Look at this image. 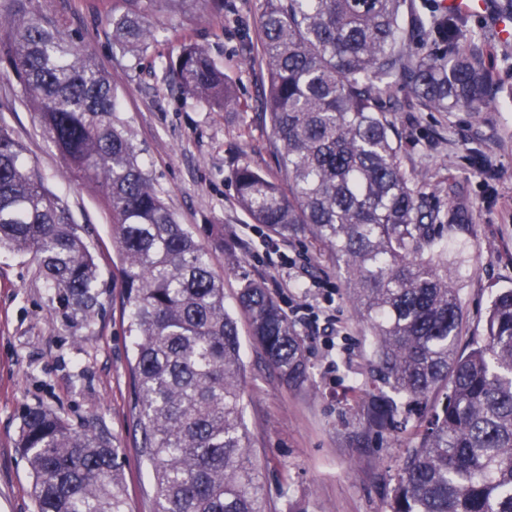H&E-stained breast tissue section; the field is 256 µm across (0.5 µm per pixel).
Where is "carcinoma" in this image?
Segmentation results:
<instances>
[{"mask_svg": "<svg viewBox=\"0 0 512 512\" xmlns=\"http://www.w3.org/2000/svg\"><path fill=\"white\" fill-rule=\"evenodd\" d=\"M6 2L0 55L71 175L100 194L112 216L133 343L132 420L155 480L154 512H265L247 451L245 365L224 283L165 205L92 54L65 24L25 10L23 0ZM264 2V108L288 193L248 165L234 172L236 193L254 223L282 238L320 241L343 272L372 333L368 428L407 422L385 387L427 418L387 512H512V289L491 301L484 335L459 349L448 240L464 225L453 223L452 211L445 224L420 210L381 102L397 75L428 111L483 112L493 107L488 75L451 20L431 15L405 27L406 0ZM427 26L442 32L447 50L416 56L415 32ZM112 36L139 54L153 37L151 23L136 12L114 17ZM165 70L187 98L212 109L241 106L202 45L184 46ZM2 249L36 263L62 330L91 327L104 287L94 255L0 124ZM238 300L271 364L303 385L308 366L295 324L259 281H244ZM438 391L444 398L428 404ZM19 444L37 512H127L120 449L103 430L34 406L22 416Z\"/></svg>", "mask_w": 512, "mask_h": 512, "instance_id": "obj_1", "label": "carcinoma"}]
</instances>
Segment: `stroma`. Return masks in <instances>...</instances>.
I'll return each instance as SVG.
<instances>
[{"label": "stroma", "instance_id": "stroma-1", "mask_svg": "<svg viewBox=\"0 0 512 512\" xmlns=\"http://www.w3.org/2000/svg\"><path fill=\"white\" fill-rule=\"evenodd\" d=\"M27 7L64 21L93 53L165 204L208 248L224 281V303L237 322L247 368L249 454L268 512H385L400 465L420 440V419L411 415L400 432L367 430L371 333L350 304L335 261L309 237L287 239L285 251H277L276 237L254 232L235 191L233 173L244 164L283 180L263 109V0H224L220 13L212 0H29ZM129 11L147 16L155 28L154 40L137 56L112 39V18ZM464 25L489 74L494 107L418 111L398 80L386 106L400 131L402 167L423 184V211L444 216L456 205L457 223L468 227L448 247L467 341L482 335L492 297L512 288V43L497 39L488 17L470 15ZM190 42L208 48L236 87L241 108L214 111L184 100L165 79L164 62ZM0 122L81 226L106 284L90 330L71 334L58 328L31 258L0 253V512H36L17 440L23 410L37 405L72 424L94 421L107 429L123 451L128 512H154V482L132 426L131 340L111 217L96 194L67 174L3 63ZM247 278L261 281L295 324L309 371L303 386L288 384L252 336L237 302Z\"/></svg>", "mask_w": 512, "mask_h": 512}]
</instances>
